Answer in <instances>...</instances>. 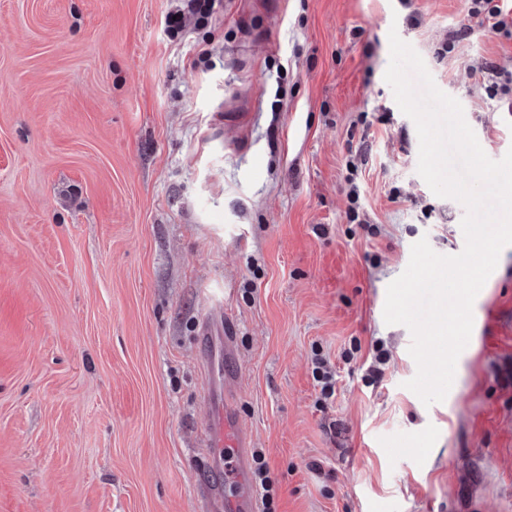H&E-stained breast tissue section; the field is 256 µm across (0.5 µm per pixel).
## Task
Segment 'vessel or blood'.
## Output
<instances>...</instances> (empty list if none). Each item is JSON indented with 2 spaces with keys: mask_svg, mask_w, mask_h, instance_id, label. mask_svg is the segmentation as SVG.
<instances>
[{
  "mask_svg": "<svg viewBox=\"0 0 512 512\" xmlns=\"http://www.w3.org/2000/svg\"><path fill=\"white\" fill-rule=\"evenodd\" d=\"M198 339L207 346L205 363L215 376L220 393L212 397L208 446L236 466L234 490L208 489L207 512H257L256 494L250 484L251 440L242 426L233 393L240 375L235 337L220 312L206 315Z\"/></svg>",
  "mask_w": 512,
  "mask_h": 512,
  "instance_id": "obj_1",
  "label": "vessel or blood"
}]
</instances>
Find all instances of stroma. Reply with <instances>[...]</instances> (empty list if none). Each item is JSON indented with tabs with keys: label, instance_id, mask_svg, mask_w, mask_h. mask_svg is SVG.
Instances as JSON below:
<instances>
[{
	"label": "stroma",
	"instance_id": "obj_1",
	"mask_svg": "<svg viewBox=\"0 0 512 512\" xmlns=\"http://www.w3.org/2000/svg\"><path fill=\"white\" fill-rule=\"evenodd\" d=\"M174 4L0 0V512H203L219 305L276 512H512V249L444 401L406 388L383 315L413 243L465 244L417 173L389 32L494 160L512 112L475 69L512 71V38L478 26L437 60L467 0H216L173 37Z\"/></svg>",
	"mask_w": 512,
	"mask_h": 512
}]
</instances>
